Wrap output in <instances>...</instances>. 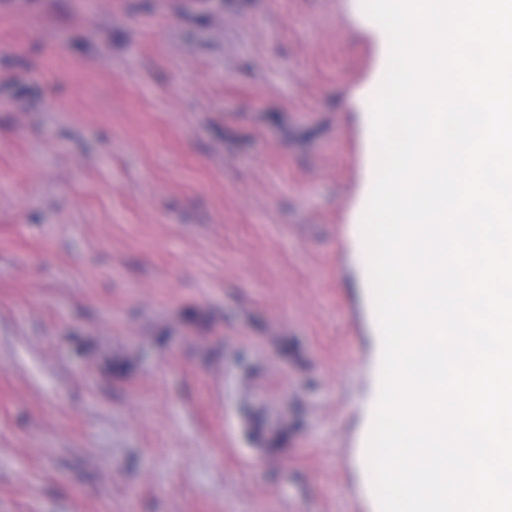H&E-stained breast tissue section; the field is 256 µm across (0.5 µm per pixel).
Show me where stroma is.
Listing matches in <instances>:
<instances>
[{
    "mask_svg": "<svg viewBox=\"0 0 512 512\" xmlns=\"http://www.w3.org/2000/svg\"><path fill=\"white\" fill-rule=\"evenodd\" d=\"M361 0H0V512H375Z\"/></svg>",
    "mask_w": 512,
    "mask_h": 512,
    "instance_id": "35a3bbf8",
    "label": "stroma"
}]
</instances>
